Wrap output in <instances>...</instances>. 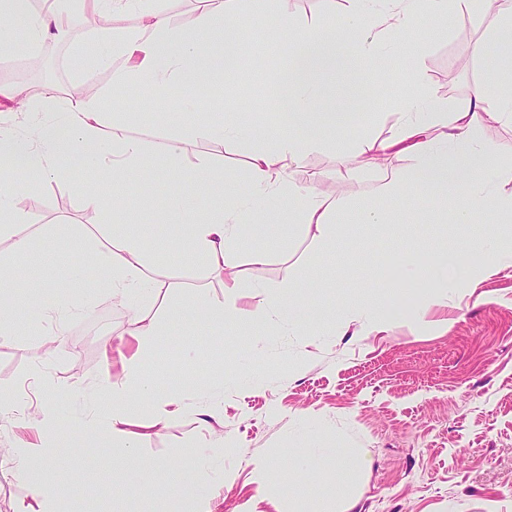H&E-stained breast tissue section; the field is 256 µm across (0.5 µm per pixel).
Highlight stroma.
Returning <instances> with one entry per match:
<instances>
[{
  "mask_svg": "<svg viewBox=\"0 0 512 512\" xmlns=\"http://www.w3.org/2000/svg\"><path fill=\"white\" fill-rule=\"evenodd\" d=\"M274 0H242L245 49L232 82L222 96L174 88L153 96L140 87L113 90L112 73L86 71L98 50L87 30L67 24L37 52L22 45L0 46V86L51 84L67 90L80 77L108 91L101 133L113 121L127 135L141 139L157 172L168 168L166 146L186 106L220 116L249 112L245 132L266 124L272 111L268 86L281 61L285 37L277 29L255 28L261 11ZM493 12L455 20L442 30L425 23L414 33L421 49L422 72L435 96L448 108L464 107L471 88L487 80L500 57L487 29ZM397 96L381 90L358 110L357 129L373 141L389 135L396 121ZM364 165L360 147L349 152L324 147L308 153L290 175L302 181L322 175L337 194L355 206L386 212L383 227L341 224L338 243H357L348 259L330 260L300 225L260 223L249 246L239 248V307L253 309L256 283H292L296 293L319 315L315 335L284 333L262 336L227 327L225 335L196 330L192 349L182 344L184 321L199 307L223 300L225 288L195 256L162 257L147 249L145 258L168 284L152 306L162 334L145 351V372L158 392H178L182 411L154 430L143 454L159 461L151 471L132 475L113 470L122 448L90 449L68 455L61 467H49L44 479L74 474L58 504L59 512H161L172 478L167 464L201 468L199 488L189 496L187 512H241L255 504L258 512H512V269L486 280L472 296L444 307L424 308V289L406 288L386 304L388 332L359 338L340 329L337 306L368 291L369 264L375 253L404 255L421 251L439 237L448 241L485 234L478 222L466 228L417 220L415 212L378 192L383 171ZM66 177L43 181L15 201L25 221L0 234V261L12 265V292L17 298L19 329L0 344V389L13 393L12 413L0 415V450H9L18 423L28 420L38 403L60 400V426L78 436V425L96 393L105 346L131 355L136 343L126 337L130 307L113 304L104 292L101 272L87 259L90 241L113 229L139 233L142 225L160 228L188 222L208 213L214 195L187 188L189 214L167 205L168 184L112 216L82 207L75 194L90 182L77 154L64 161ZM352 177L339 182L338 170ZM40 241L55 239L60 256L42 264L14 259V234ZM266 254L253 261L254 251ZM81 265L83 277L69 274ZM322 282L308 289L310 279ZM92 304L95 315H71L65 326L66 346L56 356L38 346L42 331L53 328L49 309L58 297ZM219 403L220 421L204 420L200 405ZM222 433L223 458L199 465L210 455L209 440ZM323 449L317 477L291 471L298 488L268 487L259 492L252 460L280 463L291 448Z\"/></svg>",
  "mask_w": 512,
  "mask_h": 512,
  "instance_id": "stroma-1",
  "label": "stroma"
}]
</instances>
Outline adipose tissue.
I'll list each match as a JSON object with an SVG mask.
<instances>
[{
  "label": "adipose tissue",
  "instance_id": "obj_1",
  "mask_svg": "<svg viewBox=\"0 0 512 512\" xmlns=\"http://www.w3.org/2000/svg\"><path fill=\"white\" fill-rule=\"evenodd\" d=\"M196 3L197 32L191 35L178 15L156 0H91L99 44L91 68L111 67L113 88L140 86L152 92L176 86L211 87L222 77L232 76L241 55L240 0ZM347 3L334 24L318 20L298 28L284 7L256 18V25L293 28L297 34L289 43L284 64L272 73L273 105L280 123L273 130H253L245 186L225 184L224 170L217 163L224 155L225 141L237 131L232 113H225L219 121L200 112L185 113L180 133L168 148V162L175 171L172 182L178 188L190 184L216 192L219 207L191 223L177 225L165 236L151 228L135 236L116 233L92 249V261L105 273L113 302L133 309L126 333L140 351L121 358L120 371L104 367L97 386L111 396L112 407L105 412L88 410L80 426L83 442L91 447L122 444V467L155 468V461L142 456L141 442L182 410L180 396L157 392L143 376L141 351L161 333L145 305L157 300L163 288L144 260L145 248L151 245L178 256L181 242H189L211 272L223 278V301L203 307L195 318L196 325L212 334H223L228 323L244 329L256 325L273 334L287 328L310 332L312 315L294 296L270 294L253 310L239 308L235 294L239 274L233 258L261 214L270 219L287 212L325 253L336 243L339 214H349L357 224L386 223L381 210L350 208L343 197L322 190L318 176L299 182L289 175L290 168L323 141H331L342 151L351 145L347 134L352 130L350 110L356 101L351 83L343 84L331 97L323 89V76L348 70L358 80L363 74H375L373 55L384 49L403 53L409 60L416 58L418 47L409 34L421 21L444 25L456 16H477L485 9V0H386L376 12L365 9V0ZM129 10L140 14L139 26L112 31L109 19ZM62 18L58 8L35 12L30 0H0V44H41L54 37ZM212 41L220 43V52L208 50ZM0 97L16 100L19 111L44 115L31 135L13 131L0 118V159L6 161L0 170L1 224L23 223V215L11 207L12 200L41 179L60 176L62 158L72 150L80 151L85 168L97 175L95 181L77 189L84 206L109 213L126 207L128 197L153 191L156 176L145 144L134 137L99 133L107 92L76 82L70 89L71 107L65 112L58 111L51 87L33 96L1 88ZM402 105L390 135L368 143L367 162L373 165L385 157L400 161V168L381 186L384 195L398 204L438 211L446 223L458 227L492 217L485 237L457 247L463 261L453 288L459 296L472 295L488 278L512 268V192L501 188L505 172L512 170V152L490 148L482 139L487 124H512V98L500 94L492 82L483 81L474 85L464 108L451 111L435 98L417 68L403 90ZM188 136L209 144L211 156L193 166L182 165V143ZM386 259L385 253L375 254L367 297L340 309L342 323L352 327L354 335L373 336L389 328L384 299L393 294L394 285L384 275ZM146 400L153 403V417L134 424L132 412ZM29 426L37 438L21 441L15 458L28 499L19 502L15 512H56L62 483L39 481L34 474L62 461L75 443L59 426L57 406L38 407Z\"/></svg>",
  "mask_w": 512,
  "mask_h": 512
}]
</instances>
